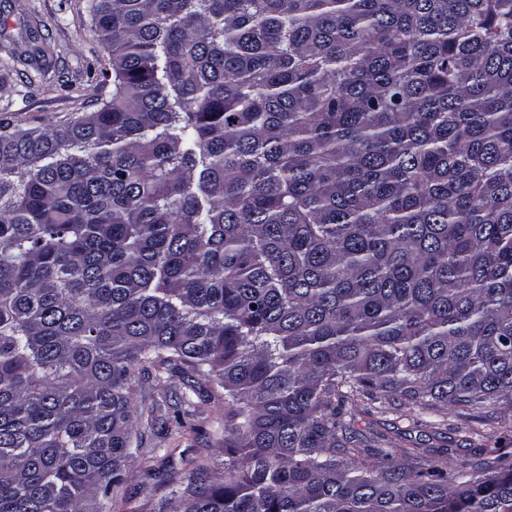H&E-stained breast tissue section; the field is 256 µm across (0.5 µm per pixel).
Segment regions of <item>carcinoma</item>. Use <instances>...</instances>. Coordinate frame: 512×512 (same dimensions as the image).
Returning <instances> with one entry per match:
<instances>
[{"instance_id": "carcinoma-1", "label": "carcinoma", "mask_w": 512, "mask_h": 512, "mask_svg": "<svg viewBox=\"0 0 512 512\" xmlns=\"http://www.w3.org/2000/svg\"><path fill=\"white\" fill-rule=\"evenodd\" d=\"M112 95L0 130V512H102L132 368L224 391L154 512H512L345 404L512 403V0H91ZM257 308H252V305Z\"/></svg>"}]
</instances>
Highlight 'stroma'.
<instances>
[{
  "mask_svg": "<svg viewBox=\"0 0 512 512\" xmlns=\"http://www.w3.org/2000/svg\"><path fill=\"white\" fill-rule=\"evenodd\" d=\"M32 33L50 47L48 70L41 77L9 61L12 50L23 47ZM108 67V54L91 26L88 0H0L1 126L62 125L94 111L112 93L111 78L102 75ZM133 375L140 450L129 466L125 489L105 512H154L167 493L155 478L159 472L184 475L193 462L204 460L216 475L224 473L222 389L204 383V399L178 418L174 407L188 393L179 375H167L161 384L138 368ZM353 414L356 428L410 468L449 456L471 463L486 448L512 452V407L505 404L489 407L479 418L452 411L440 425L427 415L414 420L406 408L394 405L371 411L361 402ZM408 448L419 449V458L405 456Z\"/></svg>",
  "mask_w": 512,
  "mask_h": 512,
  "instance_id": "obj_1",
  "label": "stroma"
}]
</instances>
